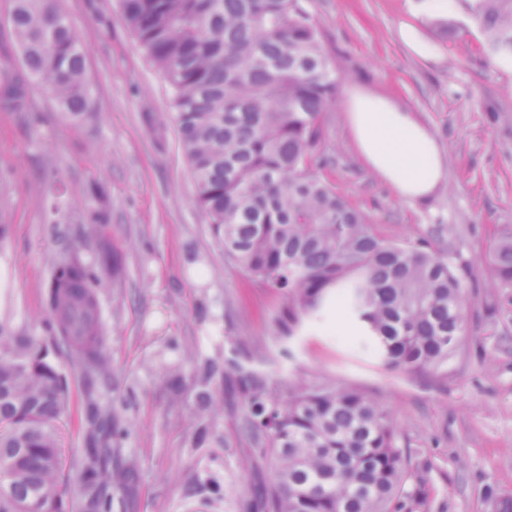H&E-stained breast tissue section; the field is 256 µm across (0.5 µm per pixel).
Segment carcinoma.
<instances>
[{
    "instance_id": "carcinoma-1",
    "label": "carcinoma",
    "mask_w": 512,
    "mask_h": 512,
    "mask_svg": "<svg viewBox=\"0 0 512 512\" xmlns=\"http://www.w3.org/2000/svg\"><path fill=\"white\" fill-rule=\"evenodd\" d=\"M490 54L512 59V0H466ZM141 48L165 74L175 122L224 255L288 297L291 332L331 304L354 317L385 365L409 374L448 369L467 326L461 282L434 252L380 238L335 186L312 171L321 116L339 77L302 0H121ZM19 65L0 55V112L35 111L33 93L77 121L93 105L86 53L56 0H11ZM491 274L512 287V225L493 248ZM95 275L78 251L58 262L45 293L49 330L84 376L107 373ZM36 342L0 322V512H112V447L119 425L86 391L88 448L74 458L79 488L58 480L54 423L68 413L54 366ZM254 452L272 480L250 512H404L409 454L397 425L348 387L242 380Z\"/></svg>"
}]
</instances>
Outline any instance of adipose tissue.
I'll return each instance as SVG.
<instances>
[{"mask_svg": "<svg viewBox=\"0 0 512 512\" xmlns=\"http://www.w3.org/2000/svg\"><path fill=\"white\" fill-rule=\"evenodd\" d=\"M341 108L357 156L398 199L418 204L444 186V153L416 112L357 84L346 87Z\"/></svg>", "mask_w": 512, "mask_h": 512, "instance_id": "adipose-tissue-1", "label": "adipose tissue"}]
</instances>
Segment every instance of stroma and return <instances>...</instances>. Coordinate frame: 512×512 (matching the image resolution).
Listing matches in <instances>:
<instances>
[{
    "mask_svg": "<svg viewBox=\"0 0 512 512\" xmlns=\"http://www.w3.org/2000/svg\"><path fill=\"white\" fill-rule=\"evenodd\" d=\"M342 82L397 97L436 135L444 187L426 202L396 198L364 166L340 107L323 114L314 168L361 211L379 236L426 242L463 286L468 324L447 374L383 367L348 335L350 319H304L293 334L278 323L287 297L229 262L194 199L171 107V89L139 46L120 0H58L84 44L95 106L73 121L44 96L38 120L0 112V321L29 329L67 384L72 420L56 425L67 464L84 448L79 367L46 331L42 289L72 249L96 265L101 247L122 255L97 273L106 401L122 435L120 465L136 474L129 507L114 512H188L197 476L212 475L236 512L271 480L274 461L255 455L241 379L353 387L378 402L410 449L414 512H512V288L493 286L490 254L512 225V62L488 55L464 0L447 16L426 0H303ZM416 25L437 44L431 63L397 37ZM106 189V224L91 221L85 189ZM63 211L50 223L49 193ZM204 443H196L200 426Z\"/></svg>",
    "mask_w": 512,
    "mask_h": 512,
    "instance_id": "1",
    "label": "stroma"
}]
</instances>
